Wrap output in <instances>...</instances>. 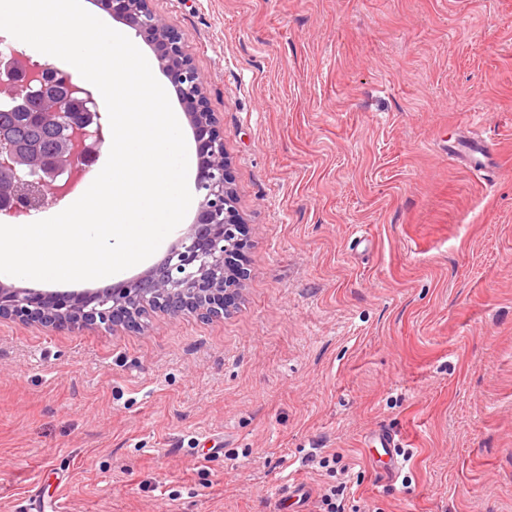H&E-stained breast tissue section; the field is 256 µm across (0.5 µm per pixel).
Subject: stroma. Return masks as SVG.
Listing matches in <instances>:
<instances>
[{
  "label": "stroma",
  "mask_w": 512,
  "mask_h": 512,
  "mask_svg": "<svg viewBox=\"0 0 512 512\" xmlns=\"http://www.w3.org/2000/svg\"><path fill=\"white\" fill-rule=\"evenodd\" d=\"M151 6L250 275L220 320L0 321V512H317L339 481L346 512H512V0ZM474 135L485 179L446 150Z\"/></svg>",
  "instance_id": "1"
}]
</instances>
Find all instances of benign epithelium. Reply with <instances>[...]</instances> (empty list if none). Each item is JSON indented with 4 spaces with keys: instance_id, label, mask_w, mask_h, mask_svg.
Listing matches in <instances>:
<instances>
[{
    "instance_id": "obj_1",
    "label": "benign epithelium",
    "mask_w": 512,
    "mask_h": 512,
    "mask_svg": "<svg viewBox=\"0 0 512 512\" xmlns=\"http://www.w3.org/2000/svg\"><path fill=\"white\" fill-rule=\"evenodd\" d=\"M112 17L134 31L154 52L186 112L196 147L194 221L178 232L165 256L140 275L104 289L33 290L0 281V320L72 330L105 325L141 326L151 312L197 313L222 319L235 305L247 239L237 208L224 134L207 107L202 81L184 55L182 38L151 8L150 0H107ZM41 102L26 127L59 129V149L47 154L32 138L0 134V218L23 224L34 210L71 193L91 156L111 143V129L93 117V94L72 74L0 52V107L13 110Z\"/></svg>"
}]
</instances>
